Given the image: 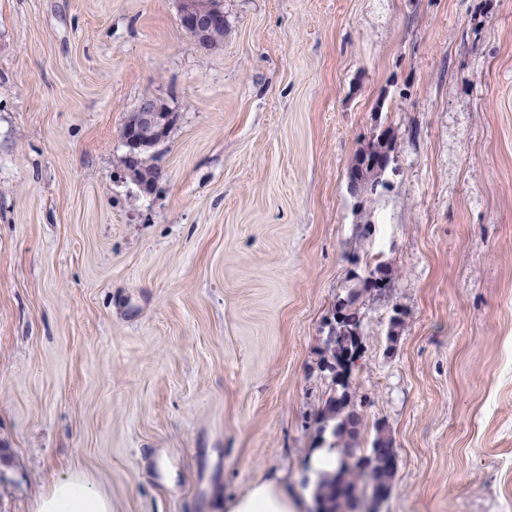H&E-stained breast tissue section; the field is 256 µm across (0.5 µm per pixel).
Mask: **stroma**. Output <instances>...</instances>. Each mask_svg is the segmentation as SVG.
<instances>
[{
    "instance_id": "obj_1",
    "label": "stroma",
    "mask_w": 512,
    "mask_h": 512,
    "mask_svg": "<svg viewBox=\"0 0 512 512\" xmlns=\"http://www.w3.org/2000/svg\"><path fill=\"white\" fill-rule=\"evenodd\" d=\"M223 7L204 51L179 0H0V512L74 470L112 512L303 485L336 301L379 262L347 383L396 450L380 512H512V0ZM147 95L176 120L144 193ZM384 141L378 136L375 140L372 136L367 143L361 146L355 153L351 165L348 168L349 187L352 195L357 199V203L364 208V204L372 200V196L377 194L379 186H385L381 172L375 166L369 164V157L373 153H382L390 155L395 150L396 138L390 129L383 131Z\"/></svg>"
}]
</instances>
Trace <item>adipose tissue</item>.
Segmentation results:
<instances>
[{
  "mask_svg": "<svg viewBox=\"0 0 512 512\" xmlns=\"http://www.w3.org/2000/svg\"><path fill=\"white\" fill-rule=\"evenodd\" d=\"M300 503L279 475L253 481L230 499L227 512H298ZM36 512H112V501L83 474L65 475L43 493Z\"/></svg>",
  "mask_w": 512,
  "mask_h": 512,
  "instance_id": "ef3b65f1",
  "label": "adipose tissue"
}]
</instances>
